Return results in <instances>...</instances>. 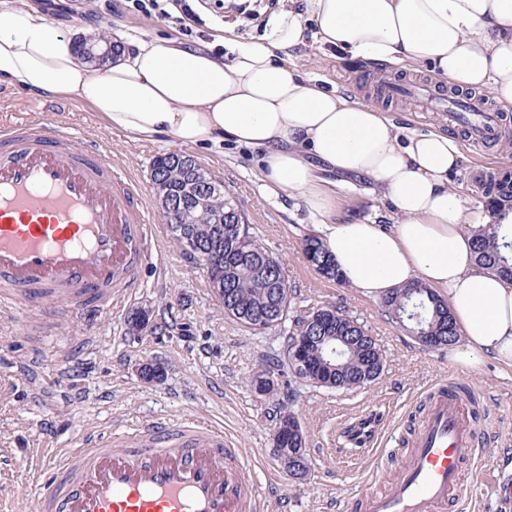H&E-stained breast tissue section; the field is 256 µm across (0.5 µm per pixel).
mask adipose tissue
<instances>
[{
    "mask_svg": "<svg viewBox=\"0 0 512 512\" xmlns=\"http://www.w3.org/2000/svg\"><path fill=\"white\" fill-rule=\"evenodd\" d=\"M226 55L153 36L106 65L26 0H0V80L70 96L108 129L205 148L232 140L258 154L259 190L307 210L348 285L380 300L420 282L445 299L459 334L455 365L492 360L512 370V280L481 267L471 226L512 224L450 186L462 139L395 124L374 103L323 87L300 66L325 49L374 65L423 70L459 91L488 93L512 110V0H288L262 34L223 38ZM365 177L391 206L392 224L342 220L346 176Z\"/></svg>",
    "mask_w": 512,
    "mask_h": 512,
    "instance_id": "1",
    "label": "adipose tissue"
}]
</instances>
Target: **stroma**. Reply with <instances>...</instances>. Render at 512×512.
I'll return each instance as SVG.
<instances>
[{
    "label": "stroma",
    "mask_w": 512,
    "mask_h": 512,
    "mask_svg": "<svg viewBox=\"0 0 512 512\" xmlns=\"http://www.w3.org/2000/svg\"><path fill=\"white\" fill-rule=\"evenodd\" d=\"M203 18L206 36L194 40L197 49L210 47L211 36L226 29L242 41L263 31L262 20L231 8L223 17L207 12ZM118 24L137 38L179 35L174 25L125 13L118 5L97 22L102 29ZM304 71L346 97L367 94L374 76L368 66L329 52L316 53ZM57 103L56 110L45 112L41 96L0 81V123L46 115L80 135L102 136L113 162L142 181H149L157 156L184 151L194 157L223 181L252 232L284 261L293 309L340 307L376 339L385 368L371 385L342 393L294 382L291 409L307 436L311 463L306 480L294 479L273 452L272 404L248 385L250 377L267 367L270 356L281 352L282 329L249 330L225 318L200 266L174 244L167 224H159L150 262L112 314L95 318L66 313L46 298L32 301L46 314L38 326L25 314L0 313V512H28L45 450L76 447L88 431L133 427L163 417L177 420L189 413L202 423L223 427L248 455L260 512H343L369 469L377 471V489L396 479L407 460L402 440L422 420L426 390L448 380L476 393L469 407L483 437L479 451H466L462 474L475 512H512V498L499 489L503 483L512 485L511 374L491 362L476 369L459 367L449 362L446 352L423 350L388 320L380 301L319 276L300 253L302 238L311 232L307 211L287 196L258 191L253 154L247 148L229 141L218 149H185L173 140L134 141L108 129L101 113L83 102L61 97ZM382 104L395 123L417 131H460L447 113L425 111L417 100L386 98ZM500 167L512 168V155L465 141L451 184L483 201L472 179L479 171ZM339 212L382 224L390 221L382 193L367 191L360 182L342 194ZM141 307L152 308L157 331L139 337L130 334L127 318ZM36 350L45 357L43 372L41 379L30 381L23 365ZM71 354L79 359L77 369L69 378L54 380L57 360ZM147 361L165 366L161 381L143 379L140 366ZM370 410L383 420L376 450L341 454L343 427Z\"/></svg>",
    "instance_id": "35a3bbf8"
}]
</instances>
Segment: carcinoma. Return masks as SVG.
Returning <instances> with one entry per match:
<instances>
[{"label": "carcinoma", "instance_id": "carcinoma-1", "mask_svg": "<svg viewBox=\"0 0 512 512\" xmlns=\"http://www.w3.org/2000/svg\"><path fill=\"white\" fill-rule=\"evenodd\" d=\"M196 166L198 163L190 156L170 153L153 162L150 177L158 194L162 195L186 188ZM474 183L492 202L512 201L509 191L512 177L496 182L493 174L483 173L474 177ZM236 209L237 204L224 196V189L220 188L210 194L204 206L191 208L189 230L206 248L219 244L213 258L223 265L224 297L219 309L224 317L245 328L276 329L281 323L271 319V313L278 303L291 301L293 290L288 287L282 261L265 249L245 224L243 213H234ZM224 212L228 213L229 223H215V217ZM473 236L478 263L512 279V231L508 225L480 224L473 230ZM301 250L320 276L343 283L335 260L317 237L305 236ZM383 308L392 323L413 336L426 350L445 349L458 336L446 302L421 283L393 291L383 300ZM323 334L339 336L345 342L344 353L340 356L341 372L333 377L327 376L324 363L333 341L321 339ZM299 337L309 339L304 350L309 375L295 371L292 375L315 387L327 389L330 380L336 391L360 389L375 381L384 369L383 354L376 340L358 320L336 307L311 308L292 316L284 347H289Z\"/></svg>", "mask_w": 512, "mask_h": 512}]
</instances>
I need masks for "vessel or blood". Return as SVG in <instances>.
Instances as JSON below:
<instances>
[{"label":"vessel or blood","instance_id":"obj_1","mask_svg":"<svg viewBox=\"0 0 512 512\" xmlns=\"http://www.w3.org/2000/svg\"><path fill=\"white\" fill-rule=\"evenodd\" d=\"M386 96L411 95L430 112L467 119L472 141L499 137L501 120L471 94L439 82L392 79ZM156 215L139 180L108 156L101 137L76 138L44 120L0 125V306L60 296L80 312H108L126 299L148 255ZM379 418L348 427L369 445ZM481 439L456 387L429 395L409 458L385 492L367 490L349 512H456L464 502L463 453ZM32 512H258L249 468L223 429L188 417L138 426L125 448L100 434L51 456Z\"/></svg>","mask_w":512,"mask_h":512}]
</instances>
